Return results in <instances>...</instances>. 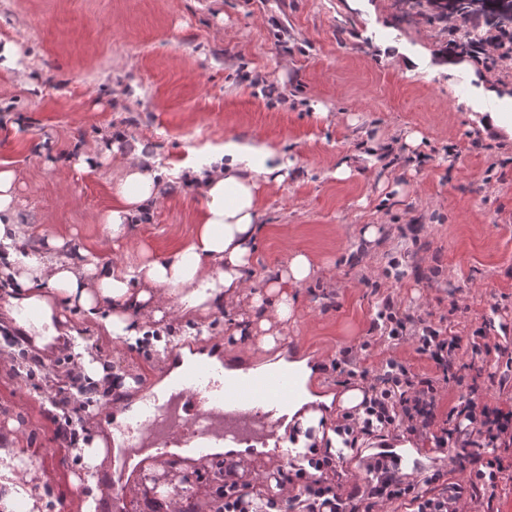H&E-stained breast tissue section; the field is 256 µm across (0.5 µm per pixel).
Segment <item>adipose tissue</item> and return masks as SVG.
<instances>
[{"label": "adipose tissue", "instance_id": "1", "mask_svg": "<svg viewBox=\"0 0 512 512\" xmlns=\"http://www.w3.org/2000/svg\"><path fill=\"white\" fill-rule=\"evenodd\" d=\"M288 167L283 154L260 137L226 140L212 147L205 163L183 164L184 180L205 188L190 239L164 259L121 271L104 269L87 249L76 261L60 257L62 242L54 238L31 251L20 228L16 175L0 170V272L10 280L0 291V306L19 327L37 330L44 345L57 336L54 320L65 307L98 321L106 336L136 339L144 334L143 314L158 320L171 311L184 317L219 308L232 312L245 300L259 318L261 347L272 350L277 341L271 328L291 317L290 290L311 277L314 265L306 254L293 253L265 292L247 297L242 290L262 232L263 195L283 183ZM157 176L140 155L130 156L102 218L106 238L123 239L129 225L139 223L156 195Z\"/></svg>", "mask_w": 512, "mask_h": 512}]
</instances>
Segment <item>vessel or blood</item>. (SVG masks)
Here are the masks:
<instances>
[{"label":"vessel or blood","mask_w":512,"mask_h":512,"mask_svg":"<svg viewBox=\"0 0 512 512\" xmlns=\"http://www.w3.org/2000/svg\"><path fill=\"white\" fill-rule=\"evenodd\" d=\"M293 394L287 367L246 376L201 362L168 389L145 391L123 432L122 446L136 455L152 448H180L203 456L211 448L264 444L287 417Z\"/></svg>","instance_id":"obj_1"}]
</instances>
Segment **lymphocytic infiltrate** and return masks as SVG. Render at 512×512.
<instances>
[{
	"mask_svg": "<svg viewBox=\"0 0 512 512\" xmlns=\"http://www.w3.org/2000/svg\"><path fill=\"white\" fill-rule=\"evenodd\" d=\"M387 340L411 344L434 364L435 376H420L394 358L369 364L371 348ZM502 349L501 341L491 339L485 330L459 335L431 317L413 313L393 294L383 295L370 335L343 347L332 361L334 370L364 385L362 402L344 413L336 431L349 448L361 438L407 436L438 450L451 449V470L458 473V480L440 485L431 477L418 481L382 455L369 465L365 488L344 492L331 480L340 456L311 445L298 454L291 470L260 477V484L271 490L267 496L248 492L241 481L242 462L222 461L224 512H382L400 499L408 501L409 512H464L470 501L493 503L505 465L499 457L488 460L487 454L512 447V397L484 400L476 389L462 388L457 372L463 359L482 364L491 351ZM63 362L64 375L45 373L54 386L47 418L56 439L72 447L96 396H110L112 389L91 381L73 352H65ZM454 387L460 390L456 403L441 410L442 391Z\"/></svg>",
	"mask_w": 512,
	"mask_h": 512,
	"instance_id": "obj_1",
	"label": "lymphocytic infiltrate"
}]
</instances>
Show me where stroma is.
<instances>
[{"mask_svg":"<svg viewBox=\"0 0 512 512\" xmlns=\"http://www.w3.org/2000/svg\"><path fill=\"white\" fill-rule=\"evenodd\" d=\"M453 39L427 0H0V45L19 48L0 67V169L16 174L29 242L96 249L109 269L188 240L204 188L176 173L206 146L258 135L280 147L290 167L264 197L249 278L266 285L292 250L309 255L317 271L292 289L283 335L321 358L309 389L338 395L347 386L331 362L368 335L378 292L467 335L490 317L512 322V136L480 120L488 90L512 97V57L464 56L450 71ZM406 57L413 73L396 67ZM137 148L161 170L159 194L106 246L100 217ZM338 160L349 178L333 176ZM233 319L169 315L133 342L72 311L56 326L131 376L133 402L182 343L199 353L219 340L225 361L261 362L257 337L230 336ZM23 359L0 356V440L27 454L53 501L83 512L87 470L55 440L45 382L19 377ZM180 477L150 490L127 477L128 512H166Z\"/></svg>","mask_w":512,"mask_h":512,"instance_id":"stroma-1","label":"stroma"}]
</instances>
